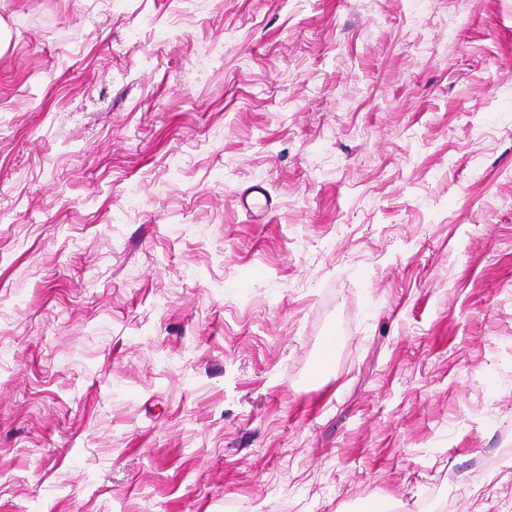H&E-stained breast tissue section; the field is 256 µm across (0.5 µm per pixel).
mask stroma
<instances>
[{
	"instance_id": "35a3bbf8",
	"label": "stroma",
	"mask_w": 512,
	"mask_h": 512,
	"mask_svg": "<svg viewBox=\"0 0 512 512\" xmlns=\"http://www.w3.org/2000/svg\"><path fill=\"white\" fill-rule=\"evenodd\" d=\"M386 502L512 512V0H0V512Z\"/></svg>"
}]
</instances>
